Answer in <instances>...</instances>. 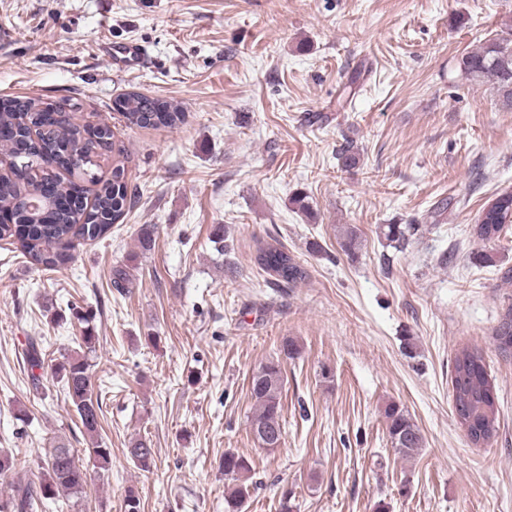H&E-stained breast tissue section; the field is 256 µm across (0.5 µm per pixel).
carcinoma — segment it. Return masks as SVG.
I'll return each mask as SVG.
<instances>
[{
	"label": "carcinoma",
	"instance_id": "cac0c4a2",
	"mask_svg": "<svg viewBox=\"0 0 512 512\" xmlns=\"http://www.w3.org/2000/svg\"><path fill=\"white\" fill-rule=\"evenodd\" d=\"M458 70L467 79H488L497 85L503 105L512 108V26L479 48L463 54L457 61ZM76 105L65 109L54 100L31 96L0 97V129L8 136L0 138V151L13 154L18 144L30 143L36 167L24 166L13 176L0 179V212L11 213L16 223L0 224V240L15 239L28 261L45 270L64 267L74 259L82 242L106 237L112 224L118 222L132 205L124 163L123 150L116 144L112 128L106 124H80L72 113ZM112 110L122 115L129 127H175L184 122L185 113L168 103L140 92H129L114 100ZM112 156L111 177L96 173L100 159ZM52 181V197H47L45 182ZM92 193L91 204L83 201L82 192ZM496 204L485 206L479 214L474 234L482 241L500 238L505 227L512 224V191L496 197ZM411 225L387 224L382 229L384 239L399 246L407 240ZM254 264L283 284L298 282L306 277L305 270L285 247L256 241ZM83 325L82 352L63 356L54 374L64 382L68 398L75 408L90 446L85 452L98 468L111 462V449L98 440L101 398L94 395L89 375V354L95 352L97 336L88 326V314L73 313ZM494 340L504 352L512 350V306L501 318ZM282 370L270 362L251 381V398L255 411L248 425H256L276 436L273 441L257 437L258 446L274 450L281 446ZM451 385L454 411L467 422L464 434L475 446L488 444L498 433L499 422L495 399L488 393L493 385L485 358L476 348L463 347L452 361ZM392 447L404 459L415 458L422 448V436L407 414L395 403L384 409ZM127 453L141 471L155 464L156 452L151 442L135 438ZM224 474L231 475L232 484L225 489L224 502L228 512H240L249 497L248 474L252 462L245 456L228 451L222 462ZM87 474L75 452L64 443L51 448L38 465L33 478L17 483L12 494L0 499V512H38L47 500H68L83 492Z\"/></svg>",
	"mask_w": 512,
	"mask_h": 512
}]
</instances>
